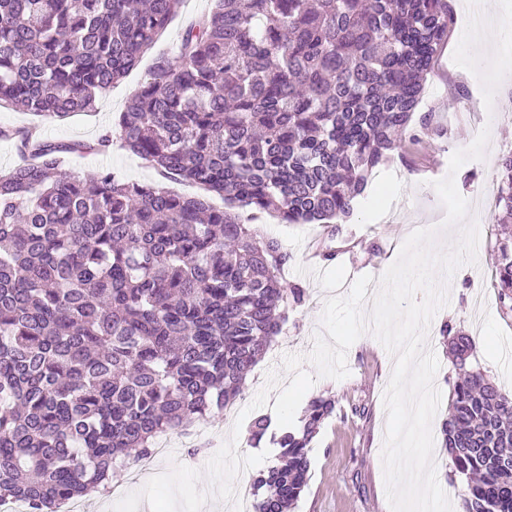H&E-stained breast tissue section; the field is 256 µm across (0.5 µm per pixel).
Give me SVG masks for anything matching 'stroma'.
Segmentation results:
<instances>
[{"label":"stroma","instance_id":"1","mask_svg":"<svg viewBox=\"0 0 512 512\" xmlns=\"http://www.w3.org/2000/svg\"><path fill=\"white\" fill-rule=\"evenodd\" d=\"M213 7L214 0H183L137 65L99 95L91 109L59 119L2 107L0 126L35 124L45 139L56 143H95L144 82L154 58L174 54L184 28ZM471 66L470 58L441 49L416 112L433 113L439 122L452 118L451 127L442 136L402 144L391 160L373 173L338 238H329L321 224H286L269 215L262 217L259 225L263 232L278 238L291 255L284 277L288 283L305 286V304L289 311L282 333L255 366L236 401L234 418L225 419L218 412L196 421L186 432L172 433L174 453L158 459L154 471L128 485L123 497L108 492L89 494L99 512H196L204 501L216 503L215 512H233L241 465H248L254 475L272 464L251 447L249 428L255 418L273 416L278 390L290 382L284 356L304 357L311 351L314 336L322 330L326 299L347 294L360 276L381 277L397 259L409 228L436 227L444 221L445 210L432 183L450 174L452 153L469 147L483 127L490 130L485 155L454 173L455 184L465 199L478 196L487 208H494L499 180L496 159L512 149V90L496 79L491 67L475 80L464 79ZM65 168L82 176L107 170L129 181L159 180L155 170L117 140L105 152L67 156ZM469 217L478 221L481 233L477 260L453 275L448 283V303L435 314L427 330V346L440 364L435 376L441 393L435 415L439 421L448 414L456 379L448 345L438 333L442 322H451L473 338L471 365L483 370L502 391L512 393V317L501 312L495 277L500 231L497 224L481 221L479 212H470ZM328 247L336 256L325 261L320 252ZM347 367L348 377L317 379L310 393L359 403L368 415L354 423L335 417L323 426L312 445L311 474L296 512H390L381 454L387 422L383 396L394 359L368 333L349 348ZM192 445L200 448L193 457L188 454Z\"/></svg>","mask_w":512,"mask_h":512}]
</instances>
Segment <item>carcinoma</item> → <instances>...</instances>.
Wrapping results in <instances>:
<instances>
[{
	"label": "carcinoma",
	"instance_id": "obj_1",
	"mask_svg": "<svg viewBox=\"0 0 512 512\" xmlns=\"http://www.w3.org/2000/svg\"><path fill=\"white\" fill-rule=\"evenodd\" d=\"M174 57H158L98 147L122 145L177 194L61 170L87 148L27 131L0 175V501L57 512L157 441L233 404L306 288L282 245L240 210L331 235L409 137L452 20L448 0H215ZM179 0H0V107L84 111L123 79ZM512 224V151L499 157ZM224 206L215 207L208 196ZM497 288L512 312V246ZM464 372L440 426L464 512H512V395L467 368L473 340L439 328ZM339 401L318 395L252 482L254 512H295L310 444ZM271 426L256 418L250 442Z\"/></svg>",
	"mask_w": 512,
	"mask_h": 512
}]
</instances>
